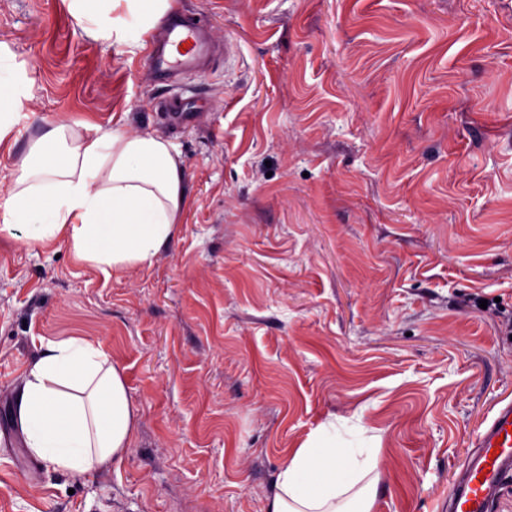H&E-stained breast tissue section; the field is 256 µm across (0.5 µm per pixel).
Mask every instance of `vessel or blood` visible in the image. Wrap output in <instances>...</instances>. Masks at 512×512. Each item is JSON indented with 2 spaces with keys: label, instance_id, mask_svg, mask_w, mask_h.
<instances>
[{
  "label": "vessel or blood",
  "instance_id": "1",
  "mask_svg": "<svg viewBox=\"0 0 512 512\" xmlns=\"http://www.w3.org/2000/svg\"><path fill=\"white\" fill-rule=\"evenodd\" d=\"M212 44L210 29L190 21H171L146 57L147 70L166 78L197 67L209 55ZM511 474L512 402H502L453 482L452 512H491L504 478Z\"/></svg>",
  "mask_w": 512,
  "mask_h": 512
}]
</instances>
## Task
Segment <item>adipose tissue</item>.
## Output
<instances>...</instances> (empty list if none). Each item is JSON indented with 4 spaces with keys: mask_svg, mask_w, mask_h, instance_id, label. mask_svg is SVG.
Wrapping results in <instances>:
<instances>
[{
    "mask_svg": "<svg viewBox=\"0 0 512 512\" xmlns=\"http://www.w3.org/2000/svg\"><path fill=\"white\" fill-rule=\"evenodd\" d=\"M70 17L95 40L142 49L174 0H66ZM42 168L22 161L0 196V229L22 225L23 240L67 243L103 271L152 263L178 233L188 199L180 155L149 131L67 124L33 142ZM16 417L33 456L82 478L122 461L137 427L122 369L93 344L49 342L21 377ZM382 456L340 448L328 421L283 461L268 512H372Z\"/></svg>",
    "mask_w": 512,
    "mask_h": 512,
    "instance_id": "adipose-tissue-1",
    "label": "adipose tissue"
}]
</instances>
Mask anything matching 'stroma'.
<instances>
[{
	"label": "stroma",
	"mask_w": 512,
	"mask_h": 512,
	"mask_svg": "<svg viewBox=\"0 0 512 512\" xmlns=\"http://www.w3.org/2000/svg\"><path fill=\"white\" fill-rule=\"evenodd\" d=\"M226 46L151 79L64 0H0L23 120L0 194L63 120L153 131L190 200L152 262L103 271L0 233V512H267L327 420L380 449L373 512H437L512 400V0H175ZM124 371L138 427L80 479L13 419L42 343ZM35 471H28V463Z\"/></svg>",
	"instance_id": "obj_1"
}]
</instances>
